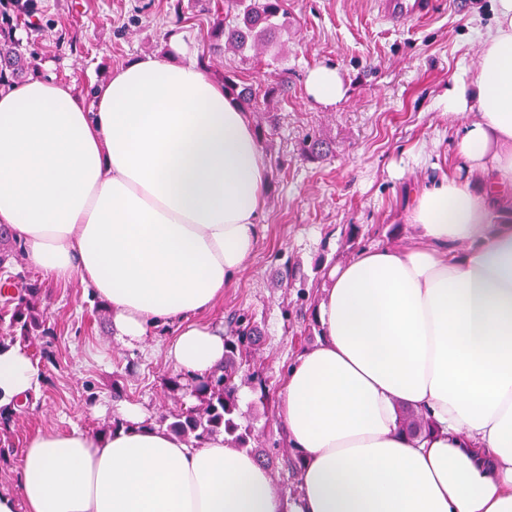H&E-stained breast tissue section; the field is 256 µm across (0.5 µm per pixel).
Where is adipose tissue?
I'll use <instances>...</instances> for the list:
<instances>
[{
	"mask_svg": "<svg viewBox=\"0 0 512 512\" xmlns=\"http://www.w3.org/2000/svg\"><path fill=\"white\" fill-rule=\"evenodd\" d=\"M306 88L328 109L346 94L333 66ZM440 103L469 119L453 171L411 194L417 235L329 272L320 339L288 367L296 498L223 434L195 446L123 403L108 435L32 436L0 512H512V0ZM266 177L247 113L192 61L139 58L89 103L42 72L0 89V224L42 280L90 289L121 343L174 327L166 355L193 384L224 362L223 326L195 317L256 251ZM40 382L25 348L0 350V407ZM405 408L429 435L402 430Z\"/></svg>",
	"mask_w": 512,
	"mask_h": 512,
	"instance_id": "obj_1",
	"label": "adipose tissue"
}]
</instances>
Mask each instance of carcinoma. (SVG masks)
Segmentation results:
<instances>
[{"mask_svg": "<svg viewBox=\"0 0 512 512\" xmlns=\"http://www.w3.org/2000/svg\"><path fill=\"white\" fill-rule=\"evenodd\" d=\"M33 0H0V88L19 82L36 71V51L22 46L15 33L20 23L33 16ZM287 11L284 0H224V17L216 18L210 38L222 42L224 50L241 56L252 52V58L262 60L275 47L276 34L284 27ZM224 93L243 112L256 111V92L236 81V76L224 74ZM41 285L36 280L24 287L3 286L0 306V349L18 343L29 347L39 339L53 335L46 326L47 317L41 307ZM224 334V366L221 373L210 375L196 387L198 404L171 414L169 429L182 435L193 445L223 433L232 448H250L254 441L249 427L235 420L238 411L239 384L249 383L267 397L266 380L250 370V361L261 339V332L251 314L244 310L231 313ZM402 429L413 437L432 430L430 419L422 412L407 409L402 415ZM283 467L289 476L299 480L300 456L296 449H283Z\"/></svg>", "mask_w": 512, "mask_h": 512, "instance_id": "obj_1", "label": "carcinoma"}]
</instances>
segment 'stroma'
Masks as SVG:
<instances>
[{
	"label": "stroma",
	"mask_w": 512,
	"mask_h": 512,
	"mask_svg": "<svg viewBox=\"0 0 512 512\" xmlns=\"http://www.w3.org/2000/svg\"><path fill=\"white\" fill-rule=\"evenodd\" d=\"M223 2L183 0L179 23L170 0H35L40 27L19 26L16 36L86 98L111 70L170 53L172 30L182 36L185 58L205 59L214 79L230 71L258 90L287 83L285 95L262 101L250 117L254 124L268 115L276 120L259 142L268 161L263 237L207 316L219 323L243 309L262 330L250 367L267 378L269 394L240 400L237 421L270 450L285 439L278 407L288 364L319 339L318 330H305L303 314L318 303L328 270L349 257L342 226L359 225L365 247L400 245L416 234L408 222L410 194L438 171L429 161L414 164L410 154L453 155L452 132L467 116L445 112L436 100L460 79L474 78L491 0H433L429 17L397 27L378 17L375 0H286L288 27L276 38L278 54L259 64L210 48L208 31ZM320 64L336 67L348 85L332 109L306 93L307 74ZM314 136L332 144L331 155H307ZM288 264L297 275L286 290L279 280ZM301 288L306 298H298ZM41 301L54 333L52 359L40 361L38 397L6 437L15 453L0 463L1 491L15 489L19 452L36 432L111 429L112 406L121 401L155 421L186 405V392L173 396L165 386L176 374L165 353L172 338L166 328L140 346L123 345L106 306L76 278L43 284Z\"/></svg>",
	"instance_id": "1"
}]
</instances>
